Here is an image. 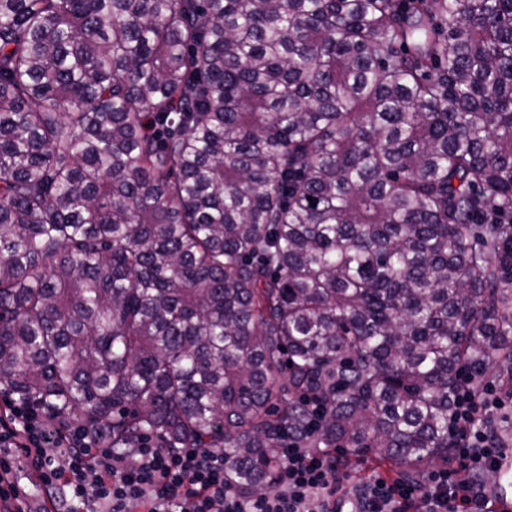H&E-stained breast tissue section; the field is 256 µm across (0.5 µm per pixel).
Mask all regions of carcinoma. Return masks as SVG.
<instances>
[{"mask_svg":"<svg viewBox=\"0 0 512 512\" xmlns=\"http://www.w3.org/2000/svg\"><path fill=\"white\" fill-rule=\"evenodd\" d=\"M512 389V0H0V393L104 446L446 463Z\"/></svg>","mask_w":512,"mask_h":512,"instance_id":"obj_1","label":"carcinoma"}]
</instances>
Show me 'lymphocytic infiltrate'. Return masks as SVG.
I'll list each match as a JSON object with an SVG mask.
<instances>
[{
    "label": "lymphocytic infiltrate",
    "mask_w": 512,
    "mask_h": 512,
    "mask_svg": "<svg viewBox=\"0 0 512 512\" xmlns=\"http://www.w3.org/2000/svg\"><path fill=\"white\" fill-rule=\"evenodd\" d=\"M301 402L307 433L277 451L272 488L240 489L215 448H165L144 438L133 448L101 446L81 425L62 427L24 404L0 409V512H492L486 474L502 466L507 440L490 425L505 404L496 385L467 378L453 402L448 466L424 484L382 478L339 492L335 450L309 447L325 409Z\"/></svg>",
    "instance_id": "f902f5d3"
}]
</instances>
